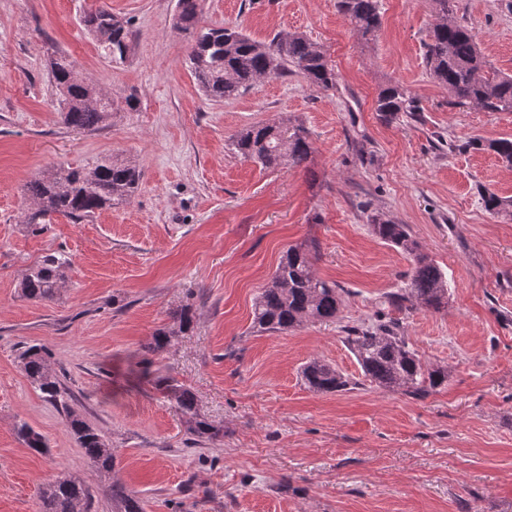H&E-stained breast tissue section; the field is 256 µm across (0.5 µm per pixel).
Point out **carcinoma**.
<instances>
[{
    "mask_svg": "<svg viewBox=\"0 0 512 512\" xmlns=\"http://www.w3.org/2000/svg\"><path fill=\"white\" fill-rule=\"evenodd\" d=\"M431 4L436 22L424 43V58L430 76L448 88V105L472 106L484 112H512V76L487 69L476 35L455 15L453 0H431ZM337 8L365 39L374 36L380 28L381 0H337ZM200 14L201 0H177L173 27L192 39L189 68L207 97L235 99L262 78L288 73L290 66L317 87H336V71L326 53L303 34L290 33L286 37L277 34L267 43L250 37L237 26H201ZM86 28L104 58L116 64L126 60L130 31L111 12L104 9L92 12ZM75 69V62L64 54L50 63L60 112L68 127L92 132L103 127L112 113L136 110L137 100L132 95L91 103L96 96L95 85L77 79ZM375 111L392 121L402 112H418L420 108L403 85L389 82L376 95ZM231 145L242 157L266 168L303 166L313 153L307 131L291 118L242 129L231 136ZM486 146L512 164V139L500 138ZM138 183L136 168L118 158L103 159L84 170L53 167L25 185L27 208L23 223L44 224L54 213L80 221L129 200ZM482 202L489 214L512 217V200L486 190ZM369 227L383 243L413 259L407 286L387 294L384 306L401 311L415 302L438 311L448 303V278L444 270L421 252L408 225L372 216ZM317 251L318 243L314 239L288 247L255 298L253 332L285 333L309 322L341 320L346 291L316 274L311 258ZM68 266V260L62 256L43 257L23 275L22 294L41 301L54 298ZM173 318V325L153 333L148 350L162 352L190 329L191 308H180ZM341 329L345 333L344 343L354 355L362 376L373 386L421 399L448 383V369L425 364L404 336L402 323L386 317L384 312H377L370 325L346 324ZM18 360L43 398L63 410L67 427L89 463L109 477L107 490L115 512H143L137 494L112 476L115 470L112 448L67 403L63 384L51 364V353L33 345L23 350ZM301 374L308 388L320 393L349 392L360 385L355 377L318 359L306 362ZM156 386L182 410L190 435L211 442L220 437L222 429L198 414L195 397L189 389L164 379L158 380ZM16 432L35 452H48L44 436L27 423L17 425ZM40 502V512H90L92 494L80 479L65 477L42 487Z\"/></svg>",
    "mask_w": 512,
    "mask_h": 512,
    "instance_id": "carcinoma-1",
    "label": "carcinoma"
}]
</instances>
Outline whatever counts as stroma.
I'll list each match as a JSON object with an SVG mask.
<instances>
[{
	"mask_svg": "<svg viewBox=\"0 0 512 512\" xmlns=\"http://www.w3.org/2000/svg\"><path fill=\"white\" fill-rule=\"evenodd\" d=\"M336 2L203 0V25H238L265 42L304 34L337 78L327 90L292 70L214 101L172 27L177 0H0V512H39L40 489L65 476L89 486L91 512H112L61 410L18 364L32 344L51 352L144 512H512V221L481 203L485 190L512 198V164L457 148L512 138V112L449 108L424 60L429 0H381L369 41ZM454 5L491 68L512 76V0ZM101 8L131 33L124 63L102 58L82 23ZM56 52L113 94L135 95L137 110L93 132L68 128L48 68ZM391 81L419 112L379 117L374 100ZM284 116L310 135L309 169H265L229 150L236 131ZM109 155L140 172L129 201L80 222L24 224L29 180ZM372 214L409 225L448 274L447 306L382 309L413 262L371 234ZM308 239L320 246L316 273L346 292V321L367 324L380 310L400 320L422 360L447 367V386L423 399L369 384L315 393L300 378L309 359L361 374L338 324L251 334L255 296ZM48 254L68 258L66 280L53 299L29 300L21 278ZM186 304L188 332L146 352ZM155 376L189 388L223 438L193 442ZM19 420L50 454L16 436Z\"/></svg>",
	"mask_w": 512,
	"mask_h": 512,
	"instance_id": "1",
	"label": "stroma"
}]
</instances>
